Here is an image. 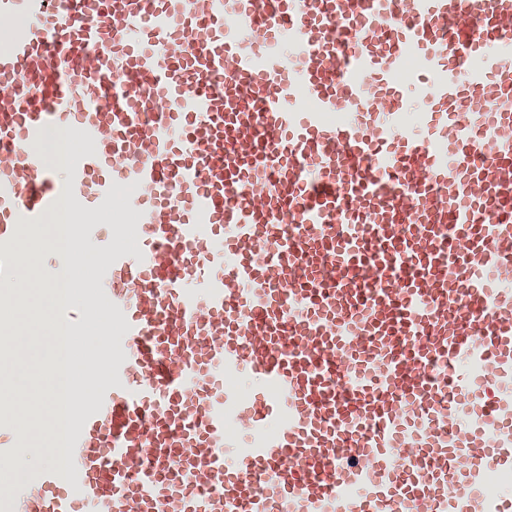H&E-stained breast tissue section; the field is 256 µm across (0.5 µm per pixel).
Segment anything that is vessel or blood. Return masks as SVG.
I'll return each instance as SVG.
<instances>
[{"instance_id":"obj_1","label":"vessel or blood","mask_w":512,"mask_h":512,"mask_svg":"<svg viewBox=\"0 0 512 512\" xmlns=\"http://www.w3.org/2000/svg\"><path fill=\"white\" fill-rule=\"evenodd\" d=\"M16 20L0 317L66 201L116 330L39 423L63 463L0 512H512V0H0ZM28 339L0 320V360ZM45 402L0 385L1 457Z\"/></svg>"}]
</instances>
